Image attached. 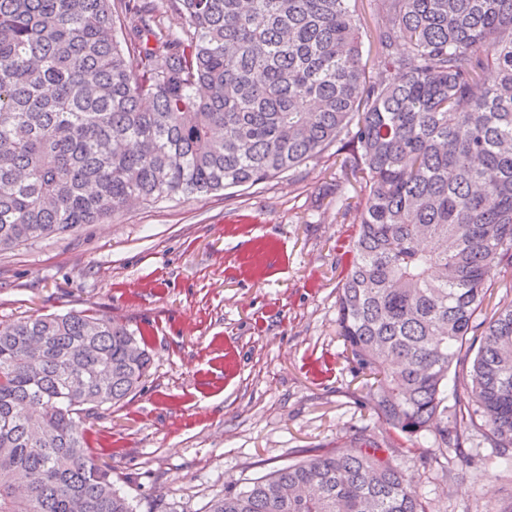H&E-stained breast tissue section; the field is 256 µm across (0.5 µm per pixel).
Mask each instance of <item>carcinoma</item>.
<instances>
[{
  "label": "carcinoma",
  "instance_id": "1",
  "mask_svg": "<svg viewBox=\"0 0 512 512\" xmlns=\"http://www.w3.org/2000/svg\"><path fill=\"white\" fill-rule=\"evenodd\" d=\"M0 0V251L136 205L336 156L366 192L336 299L347 361L400 444L460 429L512 448V0ZM135 25L118 34L120 17ZM480 322L477 347H465ZM467 400L448 432L445 387ZM150 366L87 311L0 324V512H136L74 418ZM364 441L278 467L208 512H428ZM465 383L462 378V373L460 371L459 378L454 379V365L452 367L451 373L449 375L448 381V430L453 426V412L454 408L457 406L459 400H464L467 396Z\"/></svg>",
  "mask_w": 512,
  "mask_h": 512
}]
</instances>
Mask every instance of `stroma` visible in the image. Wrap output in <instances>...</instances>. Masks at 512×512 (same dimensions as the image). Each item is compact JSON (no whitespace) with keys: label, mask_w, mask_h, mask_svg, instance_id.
<instances>
[{"label":"stroma","mask_w":512,"mask_h":512,"mask_svg":"<svg viewBox=\"0 0 512 512\" xmlns=\"http://www.w3.org/2000/svg\"><path fill=\"white\" fill-rule=\"evenodd\" d=\"M333 163L134 206L0 251V323L90 310L141 333L137 394L78 420L137 512H207L225 489L326 448L377 442L430 512H512V454L479 434L402 448L336 334L339 259L356 231Z\"/></svg>","instance_id":"stroma-1"}]
</instances>
